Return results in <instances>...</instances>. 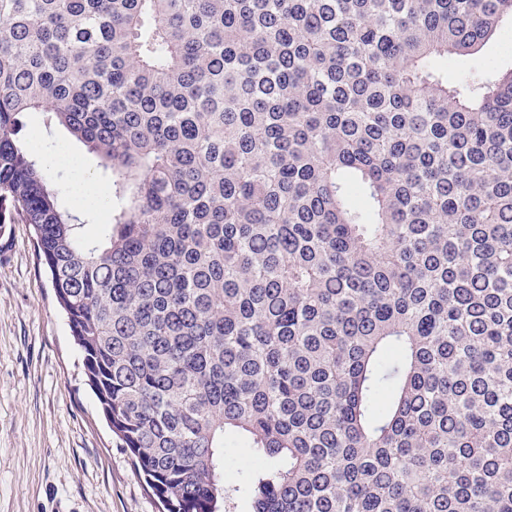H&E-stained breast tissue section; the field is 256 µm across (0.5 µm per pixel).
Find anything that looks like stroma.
I'll list each match as a JSON object with an SVG mask.
<instances>
[{
  "label": "stroma",
  "mask_w": 512,
  "mask_h": 512,
  "mask_svg": "<svg viewBox=\"0 0 512 512\" xmlns=\"http://www.w3.org/2000/svg\"><path fill=\"white\" fill-rule=\"evenodd\" d=\"M512 67V23L456 71ZM65 206L76 173L108 184L96 158L42 113L21 118ZM0 512H160L89 388L82 357L40 266L32 228H0Z\"/></svg>",
  "instance_id": "stroma-1"
}]
</instances>
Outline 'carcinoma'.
<instances>
[{"mask_svg":"<svg viewBox=\"0 0 512 512\" xmlns=\"http://www.w3.org/2000/svg\"><path fill=\"white\" fill-rule=\"evenodd\" d=\"M506 17L0 0V224L164 512H512V69L448 74ZM25 112L112 171L99 234ZM252 457L247 448L224 449V474L232 477L250 467Z\"/></svg>","mask_w":512,"mask_h":512,"instance_id":"carcinoma-1","label":"carcinoma"}]
</instances>
